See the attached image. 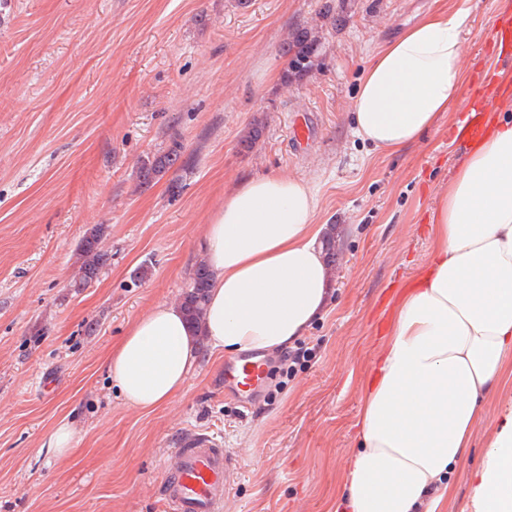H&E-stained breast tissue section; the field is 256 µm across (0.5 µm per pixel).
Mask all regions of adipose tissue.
<instances>
[{
	"mask_svg": "<svg viewBox=\"0 0 512 512\" xmlns=\"http://www.w3.org/2000/svg\"><path fill=\"white\" fill-rule=\"evenodd\" d=\"M463 12H434L383 47L364 74L354 130L393 153L433 125L462 84ZM301 180L243 179L202 241L212 287L201 331L156 304L107 357L124 401L158 408L196 364V334L227 355L275 352L306 334L332 292ZM429 263L401 300L364 391L340 500L350 512H440L483 401L512 347V120L499 121L440 198ZM474 512H512V421L492 437Z\"/></svg>",
	"mask_w": 512,
	"mask_h": 512,
	"instance_id": "1",
	"label": "adipose tissue"
}]
</instances>
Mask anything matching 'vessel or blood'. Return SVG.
<instances>
[{"label":"vessel or blood","instance_id":"obj_1","mask_svg":"<svg viewBox=\"0 0 512 512\" xmlns=\"http://www.w3.org/2000/svg\"><path fill=\"white\" fill-rule=\"evenodd\" d=\"M491 42L498 59L512 65L511 14L498 17ZM511 97L512 87L501 84L496 74L486 73L466 101L468 120L455 132V140L478 144L491 130L493 102ZM268 371L266 360L255 354L244 356L232 368V387L244 403H251L262 392ZM175 451L179 464L165 470L160 483L166 512H222L229 474L238 465L232 450L216 436L187 432L178 439Z\"/></svg>","mask_w":512,"mask_h":512}]
</instances>
